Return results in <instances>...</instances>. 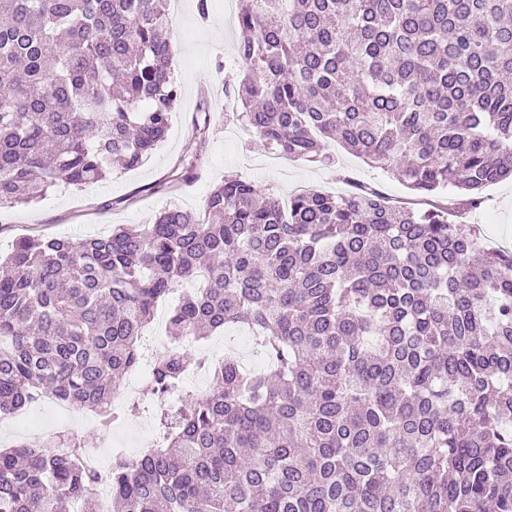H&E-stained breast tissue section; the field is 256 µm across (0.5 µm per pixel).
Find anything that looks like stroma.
<instances>
[{"label": "stroma", "instance_id": "1", "mask_svg": "<svg viewBox=\"0 0 512 512\" xmlns=\"http://www.w3.org/2000/svg\"><path fill=\"white\" fill-rule=\"evenodd\" d=\"M236 4L211 0L205 19L197 0H181L169 32L178 101L165 139L136 168L113 171L80 189L55 188L27 205L0 208L1 253L24 237L78 240L126 224L151 223L168 208L201 209L210 189L232 174L282 200L303 189L341 194L364 183L415 209L456 206L457 193L417 194L337 143L328 146L336 157L330 165L276 156L238 117L232 92L240 79ZM202 110L210 114L203 136L194 123ZM183 157L195 159L198 177L189 185H169L170 172ZM483 196L481 207L465 211L464 222L477 228L484 247L512 250V181L485 188Z\"/></svg>", "mask_w": 512, "mask_h": 512}]
</instances>
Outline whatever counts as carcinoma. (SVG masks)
Wrapping results in <instances>:
<instances>
[{"label": "carcinoma", "mask_w": 512, "mask_h": 512, "mask_svg": "<svg viewBox=\"0 0 512 512\" xmlns=\"http://www.w3.org/2000/svg\"><path fill=\"white\" fill-rule=\"evenodd\" d=\"M240 119L275 152L330 139L458 211L512 176V0H239ZM166 0H0V208L138 166L178 99ZM182 159L170 182L190 181ZM160 397L245 325L268 359L209 367L112 456L111 512H512V251L378 189L288 205L226 177L203 214L0 257V418L49 396L112 425L158 304ZM78 438L0 448V512H98ZM224 336V340L218 344L215 342L214 337L212 336L205 342L194 343L189 346H183L191 353L199 354L200 351L205 350L209 356H212V351L217 350V358H222L224 360V356L231 354L236 358L239 357L241 359V336H248L249 332L245 329H237V328H229L224 331V333L217 334Z\"/></svg>", "instance_id": "1"}]
</instances>
